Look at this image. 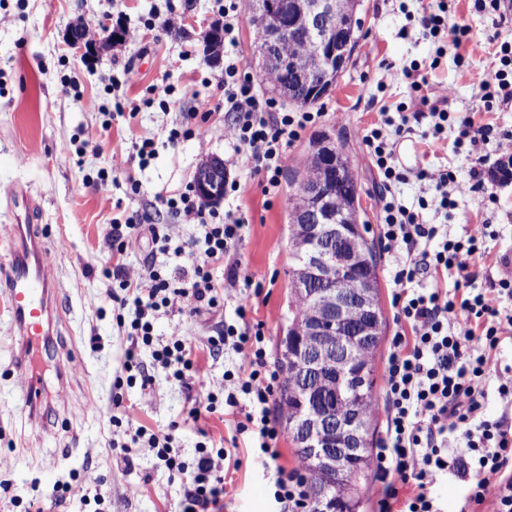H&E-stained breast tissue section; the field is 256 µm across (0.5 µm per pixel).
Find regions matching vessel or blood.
I'll return each instance as SVG.
<instances>
[{
    "label": "vessel or blood",
    "instance_id": "vessel-or-blood-1",
    "mask_svg": "<svg viewBox=\"0 0 512 512\" xmlns=\"http://www.w3.org/2000/svg\"><path fill=\"white\" fill-rule=\"evenodd\" d=\"M8 195L16 211L14 250L9 264L0 267V302L11 315V325L22 338L16 365L22 377L21 396L31 409L42 403V379L31 366L34 344L47 334L53 283L47 275L50 254L33 230L36 204L27 190L13 186Z\"/></svg>",
    "mask_w": 512,
    "mask_h": 512
}]
</instances>
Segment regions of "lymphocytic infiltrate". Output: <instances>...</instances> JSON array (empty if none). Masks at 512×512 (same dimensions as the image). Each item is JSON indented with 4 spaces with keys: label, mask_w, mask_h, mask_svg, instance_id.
<instances>
[{
    "label": "lymphocytic infiltrate",
    "mask_w": 512,
    "mask_h": 512,
    "mask_svg": "<svg viewBox=\"0 0 512 512\" xmlns=\"http://www.w3.org/2000/svg\"><path fill=\"white\" fill-rule=\"evenodd\" d=\"M471 7L490 16L496 32L490 42L497 69L483 83L481 99L491 110L512 102V0H471ZM420 25L440 41L442 50L461 60L481 48V39L465 26H449L448 0H437L436 9L423 10ZM387 80L409 82L414 91L406 111L413 116L429 113L434 132L455 122L458 138L472 153L487 144L512 158V131L489 122L476 121L473 113L449 117V93L437 98L424 95L427 79L418 67L387 71ZM224 110L232 119L224 125V141L232 150L236 165L248 168L263 181L265 195H279L280 176L288 164V148L307 125L315 123V112H286L275 100L259 93L237 55L224 58ZM361 143L372 157L384 192L379 214L380 240L391 259L392 291L398 329L394 334L383 382L385 436L373 458L377 512H440L433 487L437 479L452 477L468 486L464 512H512V420L506 414L490 418L486 404L490 392H497L507 410L512 409V366L494 367L493 361L505 343L512 342V311L502 307V298H512V280L486 279L475 288L476 272L471 266L481 256L485 225L469 229L462 237L449 238L444 224H427L420 212L431 194H439L440 206L454 208L455 197L484 190L481 170L471 180L455 182L448 167L420 170L416 176L415 208L401 204L394 193L405 176L395 164V145L382 130L371 129ZM175 214L198 226L190 247L176 243L165 224L115 223L111 226L112 251L124 255L142 236H150L155 255L187 257L188 266H176L174 274L163 275L154 259L140 272L129 273L116 264L113 277L123 292L121 307L131 318L123 330L130 340L124 368L137 372L142 385L151 377L140 359L149 351L154 362L172 371L177 381L193 377L205 384L206 371L196 362L194 346L184 339L159 342L154 323L172 313L178 299L194 301L197 307L217 309L224 305L225 282H239V268H227L235 245L247 224L244 215L227 210H208L196 199L193 187L168 198ZM453 278V288L441 287ZM239 324L228 325L209 339L210 355L229 349L246 364L231 391L223 399L209 397L201 412L225 408L236 414L239 396H247L249 409L238 421V432L251 436L259 456L275 458L278 437L269 404L281 384L280 374L267 358L264 324L247 317L246 304H239ZM140 452L163 461L170 475L188 477L182 512H207L224 492L223 449L198 443L193 464H186L172 452L171 434L140 426L130 436ZM272 494L276 503L290 512H308V486L296 471L277 470Z\"/></svg>",
    "instance_id": "lymphocytic-infiltrate-1"
}]
</instances>
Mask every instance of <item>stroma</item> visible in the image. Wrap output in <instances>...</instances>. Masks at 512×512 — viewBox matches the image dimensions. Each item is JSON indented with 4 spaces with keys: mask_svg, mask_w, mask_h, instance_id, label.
Segmentation results:
<instances>
[{
    "mask_svg": "<svg viewBox=\"0 0 512 512\" xmlns=\"http://www.w3.org/2000/svg\"><path fill=\"white\" fill-rule=\"evenodd\" d=\"M421 7V0H361L363 38L336 85L316 104L321 120L302 131L288 149L293 167L322 135L344 146L360 186L361 219L373 241L379 236V177L358 133L386 114L392 122L383 132L395 139L394 124L400 119L396 107L411 94L407 83L386 84L387 67H427L431 91L451 88L452 114L479 111L481 85L492 75L491 58L484 52L461 63L450 54L436 58L437 41L413 18ZM218 9L216 0H0V263L10 262L13 248L14 217L6 192L20 184L41 205L38 228L53 257L48 274L57 287L52 334L38 349L48 402L35 412L21 398V376L14 367L22 340L0 304V512H25L34 498L44 512H95L99 507L104 512H181L185 479L170 476L156 458L126 447L125 436L113 433L116 417L172 434L174 453L188 463L202 435L230 449L233 462L225 467L219 512H274L270 489L276 468H302L287 430L278 434L276 460L265 464L248 453L250 438L236 431V416L215 413L193 419L184 384L155 364L150 353H143L142 360L151 384H127L123 362L129 340L116 323L119 288L103 275L114 265L108 241L112 220L171 224L181 242H189L196 226L170 211L164 200L193 182L206 159L226 161L232 155L224 143V113L219 109L224 93L217 82L224 66L205 60L200 38L209 24L220 21ZM80 20L99 44L98 52L88 57L66 38ZM173 26L181 28V36L170 35ZM111 27L124 30V39L109 41ZM435 58L440 61L436 67L431 64ZM154 84L172 87L168 105L149 102ZM91 98L98 110L88 109ZM119 103L138 107L137 118L117 115ZM205 111L211 114L205 140L189 137L168 143L169 130L178 127L185 113ZM430 123L427 116L415 122L407 137L411 153L396 157L407 175L396 192L408 206L415 203L414 175L421 169L447 166L462 182L475 165L489 173L496 169L495 152L489 149L476 158L459 144L455 126H448L440 138H422ZM90 130L97 132L99 147L84 146ZM145 137L154 138L156 155L143 166L136 145ZM102 172L108 177L104 188L96 184ZM229 172L241 192L214 208H237L250 219L233 260L259 286L247 300L252 318L265 324L267 354L274 364L288 326L292 190L282 186L280 195L269 200L248 170L233 166ZM131 177L142 184L141 194L131 195ZM488 187L494 201L478 194L458 198L449 219L432 203L423 220L447 224L452 237L471 225L490 224L493 235L485 240L480 268L498 278L504 273L499 256H512V181L492 180ZM377 278L384 320L375 355L380 378L397 330L390 260L382 252L377 255ZM240 298L239 289L230 286L219 311L174 313L155 324L159 341L182 338L199 347V363L212 382L199 388L198 396L221 392L225 371L243 363L230 350L213 357L206 352L209 337L222 324L237 322ZM88 469L106 481L109 495L103 505H96L93 490L79 488Z\"/></svg>",
    "mask_w": 512,
    "mask_h": 512,
    "instance_id": "stroma-1",
    "label": "stroma"
}]
</instances>
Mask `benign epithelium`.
Masks as SVG:
<instances>
[{
	"label": "benign epithelium",
	"instance_id": "7a95c632",
	"mask_svg": "<svg viewBox=\"0 0 512 512\" xmlns=\"http://www.w3.org/2000/svg\"><path fill=\"white\" fill-rule=\"evenodd\" d=\"M253 18L268 23L265 43L260 51L259 71L282 69L287 62L277 54L278 45L299 30H306L316 46L320 68L340 72L350 61L353 31L350 22L341 19L336 0H251ZM222 29L213 25L202 38L210 45L208 62L217 64V42ZM70 43L90 55L97 42L89 33L69 31ZM322 167L337 184H344L343 173L350 167L343 148L331 139L322 140ZM293 189L301 191L311 206L302 221L293 225L305 247V277L290 281L293 291L318 300L316 314L301 323L293 333L288 357L295 369L321 372L331 380L327 388L307 390L300 415V430L305 447L311 449L310 461L317 469L336 470L346 475L348 461L366 455L367 424L363 415L350 410L336 414V402L342 387L364 370L353 368L349 351L357 344L379 340L380 316L370 276L362 266V225L347 224L334 212L324 183L309 180L302 172L290 175ZM195 187L204 202H215L224 195V162L210 158L197 173ZM356 307L363 318L348 322L349 308Z\"/></svg>",
	"mask_w": 512,
	"mask_h": 512
}]
</instances>
